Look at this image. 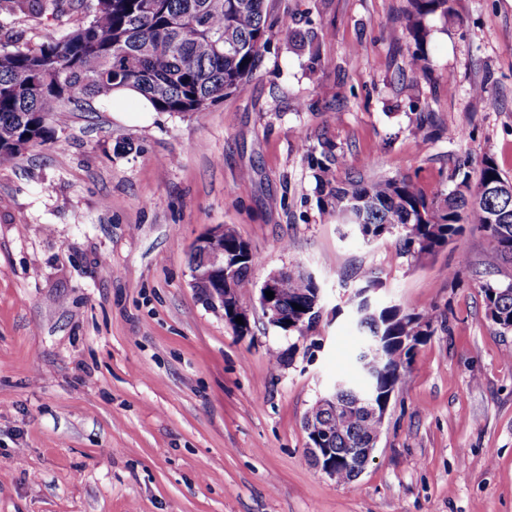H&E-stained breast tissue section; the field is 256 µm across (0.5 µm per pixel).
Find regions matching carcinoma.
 Returning <instances> with one entry per match:
<instances>
[{
  "mask_svg": "<svg viewBox=\"0 0 512 512\" xmlns=\"http://www.w3.org/2000/svg\"><path fill=\"white\" fill-rule=\"evenodd\" d=\"M9 10L56 18L61 0H3ZM409 30L416 50L411 71L422 73L428 58L421 49L426 37L423 19L446 18L453 0H410ZM269 31L267 0H95L90 19L37 46L0 44V165L33 148L57 140L55 118L68 106L108 100L112 91L131 88L143 93L158 112H202L237 90L253 76ZM344 166L332 146L322 144L316 190L322 212L338 224L359 228L367 241L399 230L403 253L431 255L459 236L465 226L482 230L492 251L512 257V198L488 188L512 187L495 160L484 157L477 175L464 162L453 171L455 189L429 197L408 176L367 180L346 174L333 184V168ZM224 252L239 267L236 298L248 294L259 257L239 235L224 225ZM488 319L502 333L512 332V280L481 285ZM303 310H296L292 304ZM279 310L288 331L303 333L321 312L316 286L301 271L288 270ZM358 323L365 338H378L382 355L360 349L355 359L363 377H372L377 400H383L405 379L406 365L423 339L433 333L431 320L396 306L370 314ZM357 386L335 382L336 408L315 404L305 419L336 424L330 457L336 460V482L357 479L358 459L352 448H367L376 439L377 423L358 404Z\"/></svg>",
  "mask_w": 512,
  "mask_h": 512,
  "instance_id": "1",
  "label": "carcinoma"
}]
</instances>
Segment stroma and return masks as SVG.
Returning <instances> with one entry per match:
<instances>
[{"instance_id": "35a3bbf8", "label": "stroma", "mask_w": 512, "mask_h": 512, "mask_svg": "<svg viewBox=\"0 0 512 512\" xmlns=\"http://www.w3.org/2000/svg\"><path fill=\"white\" fill-rule=\"evenodd\" d=\"M409 0H268L253 77L196 114L117 121L111 103L57 117V142L0 166V512H512V332L481 286L512 278L466 227L435 255L344 236L317 204L310 153L346 171L450 190L463 159L512 176V0L427 17L425 72ZM62 22L0 11V43ZM297 41H285L281 27ZM430 112L428 137L412 114ZM131 144L130 152L116 143ZM235 225L270 271L303 268L322 317L298 334L243 298L237 333L191 285L196 239ZM431 318L393 392L372 461L349 485L305 459L303 418L353 377L350 296Z\"/></svg>"}]
</instances>
